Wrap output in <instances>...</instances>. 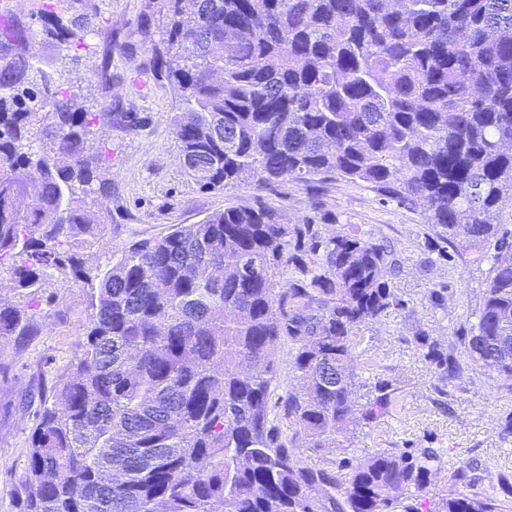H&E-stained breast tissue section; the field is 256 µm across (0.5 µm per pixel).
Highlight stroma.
<instances>
[{"instance_id": "stroma-1", "label": "stroma", "mask_w": 512, "mask_h": 512, "mask_svg": "<svg viewBox=\"0 0 512 512\" xmlns=\"http://www.w3.org/2000/svg\"><path fill=\"white\" fill-rule=\"evenodd\" d=\"M77 11L94 15L96 26L85 37L80 64L57 60L80 103L100 118L90 127L91 152L105 151L102 175L112 183V198L88 195L92 213H106L107 224L87 254L92 273L109 270L126 243L196 224L233 203L252 201L249 185L228 191H205L182 168L172 118L176 100L157 71L155 56L167 34L164 0H76ZM108 65L111 84L97 72ZM285 224L315 215L324 231L357 230L385 237L397 249L400 275L395 290L408 309L390 310L354 334L359 363L358 394L377 381L391 385L388 412L369 425H353L335 447L304 448L305 462L329 466L348 458L361 462L381 451L406 448L436 454L433 475L420 501L422 512H440L460 467H468L465 492L497 501L498 512H512V380L475 364L462 334L475 325L486 289L492 256L474 261L461 250L445 258L448 248L438 227L420 209L389 198L375 185L336 177L310 186L283 182L260 194ZM320 208H312L313 197ZM448 288L444 305H434L429 290ZM90 288L66 282L47 271L39 304H30L13 287L8 270L0 271V303L31 310L34 331L0 342V512H24L21 480L37 413L51 397L67 367L81 353L89 322ZM428 334L459 365L446 391L422 357L420 334Z\"/></svg>"}]
</instances>
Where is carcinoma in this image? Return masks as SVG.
<instances>
[{
	"mask_svg": "<svg viewBox=\"0 0 512 512\" xmlns=\"http://www.w3.org/2000/svg\"><path fill=\"white\" fill-rule=\"evenodd\" d=\"M168 0L156 60L178 100L173 134L204 190L271 191L339 176L419 207L451 245L495 250L470 357L512 379V0ZM43 11L42 47L92 26ZM0 265L37 298L55 269L90 286L82 354L31 434L24 512H420L436 456L381 452L318 467L300 443L336 446L387 413L359 401L353 331L407 303L395 245L354 230L283 224L261 198L122 249L100 278L85 255L104 217L78 187L100 178L97 115L0 26ZM214 67L224 79L209 77ZM31 315L0 304V341ZM295 385L278 396L277 350ZM441 383L457 364L422 344ZM291 434H286V431ZM444 512H497L453 489Z\"/></svg>",
	"mask_w": 512,
	"mask_h": 512,
	"instance_id": "cac0c4a2",
	"label": "carcinoma"
}]
</instances>
